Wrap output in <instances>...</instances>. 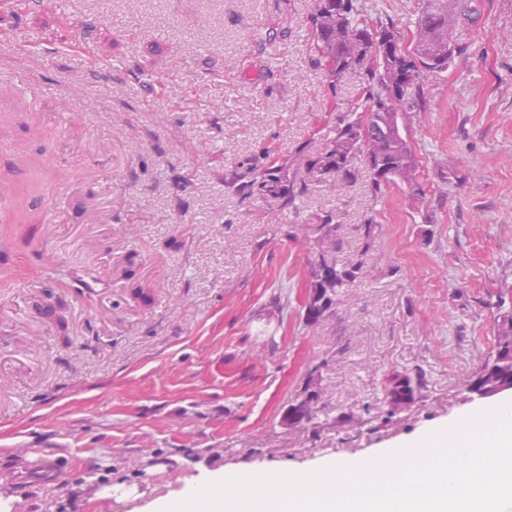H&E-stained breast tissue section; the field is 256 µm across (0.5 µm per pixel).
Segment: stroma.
Wrapping results in <instances>:
<instances>
[{"instance_id":"35a3bbf8","label":"stroma","mask_w":512,"mask_h":512,"mask_svg":"<svg viewBox=\"0 0 512 512\" xmlns=\"http://www.w3.org/2000/svg\"><path fill=\"white\" fill-rule=\"evenodd\" d=\"M17 2L0 10V77L48 93L0 124V172L39 157L60 186L0 209L13 512H143L191 476L311 470L478 410L467 388L512 288V0H481L479 24L456 32L465 54L425 78L408 115L423 199L374 197L360 159L344 194L314 184L285 210L224 177L320 151L359 103L357 77L330 85L315 62L311 0ZM418 2L358 0L408 42ZM327 211L337 260L363 266L308 325L315 251L290 233ZM130 252L150 304L127 288ZM394 372L421 384L395 410L382 401ZM308 384L314 418L282 425Z\"/></svg>"}]
</instances>
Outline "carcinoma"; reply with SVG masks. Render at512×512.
I'll return each mask as SVG.
<instances>
[{"mask_svg":"<svg viewBox=\"0 0 512 512\" xmlns=\"http://www.w3.org/2000/svg\"><path fill=\"white\" fill-rule=\"evenodd\" d=\"M415 19V41L403 46L394 25H371L361 14L358 0H313L310 37L331 84L350 74L362 80L361 103L356 111L329 127L324 151L313 153L303 145L281 164L250 166L224 178V186L245 197L270 199L281 208H297L309 182H323L339 194L355 179L359 158L370 169L374 196L391 185H401L411 199L423 196L417 178L418 160L406 134H374L393 112L414 108L420 101L424 78L448 70L459 53L453 30L472 24L478 14L476 0H420ZM305 178H297L298 173ZM337 224L325 213L315 224L295 225V235H313L320 248L331 244ZM126 278L134 293L148 299L136 278V254L125 257ZM362 262L340 264L325 253L310 263L306 324L314 325L332 312L339 296L356 279ZM492 354L485 360L469 390L493 388L512 381V298L499 296ZM419 383L401 372L387 378L383 395L388 404L412 403Z\"/></svg>","mask_w":512,"mask_h":512,"instance_id":"1","label":"carcinoma"}]
</instances>
